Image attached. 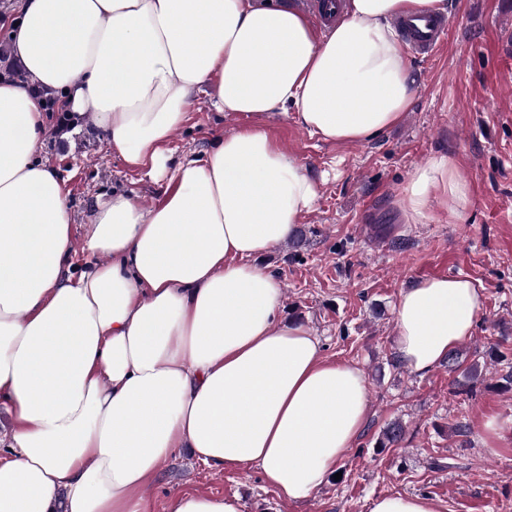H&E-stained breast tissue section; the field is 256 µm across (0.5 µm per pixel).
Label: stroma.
I'll list each match as a JSON object with an SVG mask.
<instances>
[{"instance_id":"obj_1","label":"stroma","mask_w":512,"mask_h":512,"mask_svg":"<svg viewBox=\"0 0 512 512\" xmlns=\"http://www.w3.org/2000/svg\"><path fill=\"white\" fill-rule=\"evenodd\" d=\"M416 93L407 116L376 139L333 145L293 120L271 137L320 185L304 215L300 241L267 252L263 264L282 283L283 316L310 328L327 360L359 367L369 415L353 448L308 499L292 502L252 468L216 474L181 450L145 488L148 512L169 496H239L244 512H368L371 499L421 494L444 512H512V429L491 440L490 419H512V391L499 374L512 369V0H451L448 33L433 59L407 53ZM214 136L207 95H199L171 144L173 159L201 153ZM458 160L470 187L464 220L434 211L406 223L400 206L407 175L437 154ZM42 160L63 180L75 241L100 201L135 191L157 204L162 183L131 169L95 123L49 115ZM463 275L485 301L472 336L458 350L478 363L475 396L455 392L443 366L425 375L395 363V304L420 279ZM401 420V446L383 448L386 425ZM469 436H458L456 422Z\"/></svg>"}]
</instances>
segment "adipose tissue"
<instances>
[{
    "instance_id": "obj_1",
    "label": "adipose tissue",
    "mask_w": 512,
    "mask_h": 512,
    "mask_svg": "<svg viewBox=\"0 0 512 512\" xmlns=\"http://www.w3.org/2000/svg\"><path fill=\"white\" fill-rule=\"evenodd\" d=\"M13 52L32 80L0 79V512H144L142 489L179 449L215 473L251 467L307 499L369 413L362 370L330 362L260 257L287 242L319 185L268 134L292 118L327 143L371 141L415 95L392 26L448 0H343L318 29L285 0H20ZM92 118L124 163L163 179L160 204H101L72 273L69 205L40 159L36 88ZM216 120L244 118L172 161L196 92ZM450 154L416 168L407 223L464 219ZM484 294L465 276L400 292L395 348L423 375L468 339ZM165 512H243L237 496L177 493Z\"/></svg>"
}]
</instances>
